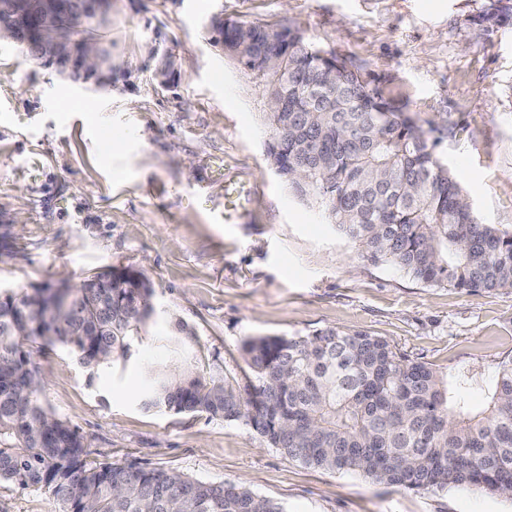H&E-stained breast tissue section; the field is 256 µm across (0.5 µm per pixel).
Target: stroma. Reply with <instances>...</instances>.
<instances>
[{"instance_id": "obj_1", "label": "stroma", "mask_w": 512, "mask_h": 512, "mask_svg": "<svg viewBox=\"0 0 512 512\" xmlns=\"http://www.w3.org/2000/svg\"><path fill=\"white\" fill-rule=\"evenodd\" d=\"M112 0L108 92L60 79L0 43V291L75 285L112 267L149 278L158 315L124 365L88 375L35 353L41 400L94 457L234 483L286 512H512L465 486L408 490L288 460L250 426L144 410L143 368L169 363V314L200 356L240 378L253 336L326 327L389 340L480 406L512 358V290L429 286L363 258L266 154L263 89L213 47L212 17L289 28L355 64L430 129L485 223L512 228V0ZM172 52L177 87L155 77ZM248 187L224 221V182ZM0 512H60L45 488L0 482Z\"/></svg>"}]
</instances>
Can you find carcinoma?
<instances>
[{"label":"carcinoma","instance_id":"obj_1","mask_svg":"<svg viewBox=\"0 0 512 512\" xmlns=\"http://www.w3.org/2000/svg\"><path fill=\"white\" fill-rule=\"evenodd\" d=\"M14 3L16 50L68 81L112 86V66L80 68L89 42L111 55L112 20L70 28L66 57L38 56V2ZM209 34L277 102L267 113L276 171L318 201L364 258L425 285L512 288V230L479 220L411 113L290 28L214 18ZM152 296L143 273L118 267L74 288L0 294V481L51 490L61 512H285L241 485L90 461L78 429L41 402L35 352L61 343L92 374L124 364L149 335ZM174 328L171 364L147 376L144 408L242 420L308 467L404 489L465 485L512 498V359L501 362L484 403L471 407L454 389L478 383L475 373L446 380L381 336L326 327L251 337L243 354L253 378L242 385L198 357L191 326L177 319Z\"/></svg>","mask_w":512,"mask_h":512}]
</instances>
